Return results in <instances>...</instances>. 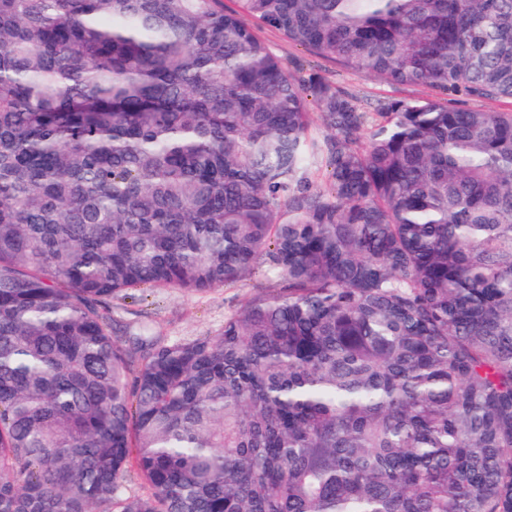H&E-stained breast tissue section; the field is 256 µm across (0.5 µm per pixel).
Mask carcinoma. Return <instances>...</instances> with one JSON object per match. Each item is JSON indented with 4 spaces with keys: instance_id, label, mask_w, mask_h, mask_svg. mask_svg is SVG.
I'll list each match as a JSON object with an SVG mask.
<instances>
[{
    "instance_id": "cac0c4a2",
    "label": "carcinoma",
    "mask_w": 512,
    "mask_h": 512,
    "mask_svg": "<svg viewBox=\"0 0 512 512\" xmlns=\"http://www.w3.org/2000/svg\"><path fill=\"white\" fill-rule=\"evenodd\" d=\"M238 4L0 0V512H512V112L371 124L241 20L512 99V0ZM261 268L214 336L112 328Z\"/></svg>"
}]
</instances>
